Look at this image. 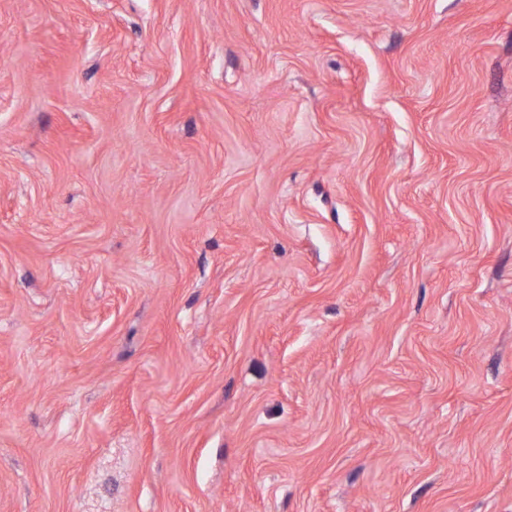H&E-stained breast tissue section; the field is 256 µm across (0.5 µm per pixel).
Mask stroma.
I'll use <instances>...</instances> for the list:
<instances>
[{
    "label": "stroma",
    "mask_w": 512,
    "mask_h": 512,
    "mask_svg": "<svg viewBox=\"0 0 512 512\" xmlns=\"http://www.w3.org/2000/svg\"><path fill=\"white\" fill-rule=\"evenodd\" d=\"M0 512H512V0H0Z\"/></svg>",
    "instance_id": "1"
}]
</instances>
